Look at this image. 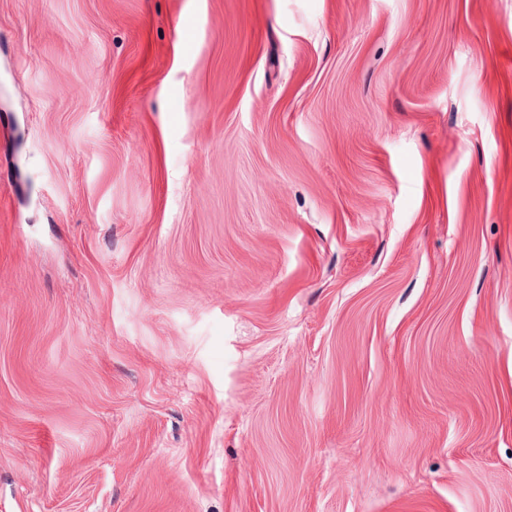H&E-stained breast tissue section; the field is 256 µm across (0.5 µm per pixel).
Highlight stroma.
<instances>
[{
  "mask_svg": "<svg viewBox=\"0 0 512 512\" xmlns=\"http://www.w3.org/2000/svg\"><path fill=\"white\" fill-rule=\"evenodd\" d=\"M0 512H512V0H0Z\"/></svg>",
  "mask_w": 512,
  "mask_h": 512,
  "instance_id": "1",
  "label": "stroma"
}]
</instances>
